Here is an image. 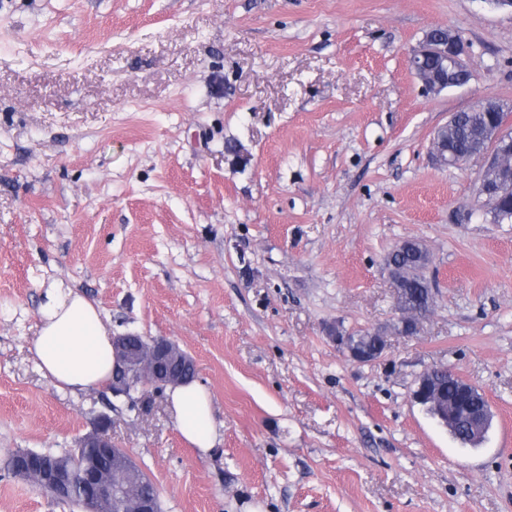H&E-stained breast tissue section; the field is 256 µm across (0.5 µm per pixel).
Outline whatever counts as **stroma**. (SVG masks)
Returning a JSON list of instances; mask_svg holds the SVG:
<instances>
[{
  "label": "stroma",
  "instance_id": "1",
  "mask_svg": "<svg viewBox=\"0 0 512 512\" xmlns=\"http://www.w3.org/2000/svg\"><path fill=\"white\" fill-rule=\"evenodd\" d=\"M433 27L468 44L469 85L409 69ZM488 97L512 105L490 0H0V512H79L5 461L104 412L162 512H512V224L481 159L431 157ZM410 239L435 302L404 336L385 261ZM56 282L194 358L217 448L184 442L165 391L44 378L28 346ZM357 329L387 336L380 360L330 336ZM436 365L486 397L479 447L413 400ZM371 333L373 337L376 338V349L372 353L373 357L370 358L369 360H365L368 357L367 355H362L361 353H359L350 346L348 334L345 336H339V333H336V336L331 337L333 341H336L337 347L340 348V351L347 358L354 360L356 362L369 363L379 360L384 355L388 347L386 337L382 332L374 331Z\"/></svg>",
  "mask_w": 512,
  "mask_h": 512
}]
</instances>
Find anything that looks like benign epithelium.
<instances>
[{"mask_svg":"<svg viewBox=\"0 0 512 512\" xmlns=\"http://www.w3.org/2000/svg\"><path fill=\"white\" fill-rule=\"evenodd\" d=\"M468 53L469 47L458 34L448 29L431 28L425 33L419 48L410 55L408 65L428 92L439 95L467 83L459 72L467 70ZM456 117L457 114H452L448 122L437 128L432 139V155L441 166H460L474 158L472 154L463 157L445 154L442 143L453 131ZM507 124L508 119L504 117L492 120L479 135L487 147L477 153L484 160L478 197L489 207L495 205L498 193L512 186V164L505 161L508 154L497 150V146L506 142L512 144V129L507 128ZM332 340L347 358L361 363L367 359L350 346L349 336L336 335ZM112 356L115 375L112 376L110 390L114 397L129 396L139 384L175 387L182 381L185 368L196 367L193 357L167 338L145 340L126 334L115 336ZM434 371L432 367L419 376L413 399L418 402L426 398L448 415L450 407L428 382ZM491 418L488 405L483 410L472 412L469 420L474 435H481ZM102 448L112 449V455L117 457V465L110 471L104 468L97 454ZM23 455L31 459V464L23 467L18 459H13V475L56 500L76 499L80 512H112L115 500L132 508L133 512H159L157 499L141 497L139 484L126 479L135 462L112 439V418L106 413L100 414L91 430L79 437L75 448L63 456L51 459L32 450L24 451Z\"/></svg>","mask_w":512,"mask_h":512,"instance_id":"1","label":"benign epithelium"}]
</instances>
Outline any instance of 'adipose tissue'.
<instances>
[{
    "label": "adipose tissue",
    "mask_w": 512,
    "mask_h": 512,
    "mask_svg": "<svg viewBox=\"0 0 512 512\" xmlns=\"http://www.w3.org/2000/svg\"><path fill=\"white\" fill-rule=\"evenodd\" d=\"M29 351L55 388L74 394L104 386L114 371L112 333L97 306L57 283L44 293ZM168 401L181 437L204 453L215 448L218 429L210 394L192 381L170 389Z\"/></svg>",
    "instance_id": "obj_1"
}]
</instances>
